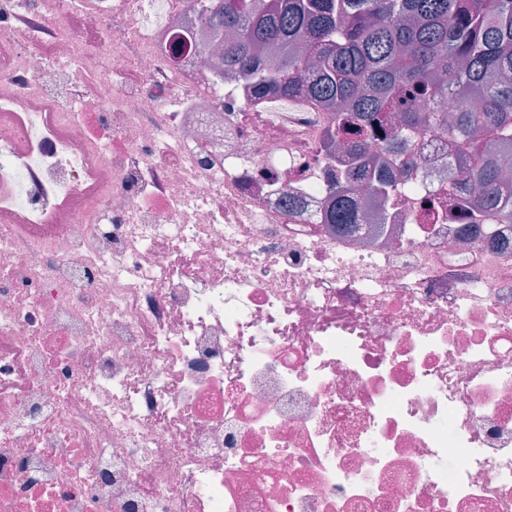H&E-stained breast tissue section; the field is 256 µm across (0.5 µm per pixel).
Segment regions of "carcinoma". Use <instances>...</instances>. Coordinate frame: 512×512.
Segmentation results:
<instances>
[{"label":"carcinoma","instance_id":"carcinoma-1","mask_svg":"<svg viewBox=\"0 0 512 512\" xmlns=\"http://www.w3.org/2000/svg\"><path fill=\"white\" fill-rule=\"evenodd\" d=\"M201 18L195 44L224 39V66L258 94L346 106L337 137L362 150L360 171L378 169V190L397 180L363 153L365 138L397 113L380 150L400 153L407 129L446 128L480 216L512 218V0H210ZM362 220L350 189L339 190L327 223Z\"/></svg>","mask_w":512,"mask_h":512}]
</instances>
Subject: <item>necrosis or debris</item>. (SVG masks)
<instances>
[{
  "instance_id": "necrosis-or-debris-1",
  "label": "necrosis or debris",
  "mask_w": 512,
  "mask_h": 512,
  "mask_svg": "<svg viewBox=\"0 0 512 512\" xmlns=\"http://www.w3.org/2000/svg\"><path fill=\"white\" fill-rule=\"evenodd\" d=\"M11 3L0 512H512V224L447 133L345 235L334 113L173 56L198 10Z\"/></svg>"
}]
</instances>
